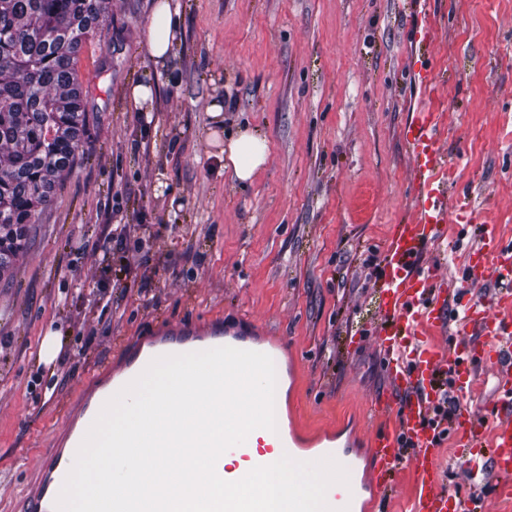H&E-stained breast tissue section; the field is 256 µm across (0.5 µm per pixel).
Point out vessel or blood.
<instances>
[{"mask_svg":"<svg viewBox=\"0 0 512 512\" xmlns=\"http://www.w3.org/2000/svg\"><path fill=\"white\" fill-rule=\"evenodd\" d=\"M416 82L425 91H435L443 74L434 66L420 63L414 70ZM441 115L424 107L414 113L401 130L412 158L414 214L394 225L387 239L384 265L376 295V316L380 327L375 341L388 362L390 398L374 403L375 411L393 406L399 425L374 429L369 454L377 469L376 483L359 477V461L354 449L334 443L321 448L319 457L330 456L348 472V484L332 485L326 496L333 512H360L363 495H370L375 512H380L392 482L393 469L408 458L417 482L410 512H491L492 499L512 498V246L495 236H487L470 248L459 284L446 283L436 267L423 263L429 246L444 235V226L453 220L469 223L471 210H450L448 189L451 165L440 145ZM487 288L488 300L465 302L460 322L465 339L448 346L424 344L423 335L446 329L448 300L459 288ZM219 346L252 349L250 337L212 336L204 340L182 339L154 343L139 353L132 368L121 377L128 384L160 356L207 350ZM492 370L497 379L491 412L464 405L446 429L456 440L457 451L466 461L470 483L487 481L491 493L456 497L443 485L437 454L442 441L434 409L444 399L445 382H452L455 396L468 399L480 371ZM101 393L85 403L78 414H66L72 450L55 454L38 489V501L55 502L89 427L108 400ZM493 424H486V417ZM303 460L296 435L285 429H257L246 442L226 451L216 464L225 480H240L254 467L269 465L282 456Z\"/></svg>","mask_w":512,"mask_h":512,"instance_id":"1","label":"vessel or blood"}]
</instances>
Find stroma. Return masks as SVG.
<instances>
[{
    "instance_id": "stroma-1",
    "label": "stroma",
    "mask_w": 512,
    "mask_h": 512,
    "mask_svg": "<svg viewBox=\"0 0 512 512\" xmlns=\"http://www.w3.org/2000/svg\"><path fill=\"white\" fill-rule=\"evenodd\" d=\"M152 2L105 0L79 52L97 75L88 134L0 277V512H31L64 414L164 331L262 337L281 353L284 423L367 450L388 386L374 292L390 229L412 214L401 129L416 109L441 112L449 199L475 217L448 224L427 264L460 278L484 226L512 244V0H180L162 67L144 40ZM427 22L448 76L431 94L413 76L411 30ZM144 79L158 86L149 125L129 97ZM246 127L270 155L237 183L221 144ZM120 212L142 227L119 279L100 247Z\"/></svg>"
}]
</instances>
